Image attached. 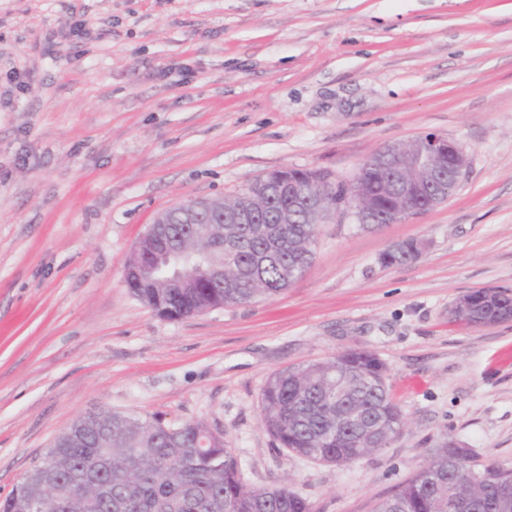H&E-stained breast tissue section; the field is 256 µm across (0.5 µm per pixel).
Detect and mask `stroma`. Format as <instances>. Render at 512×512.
<instances>
[{
	"label": "stroma",
	"instance_id": "stroma-1",
	"mask_svg": "<svg viewBox=\"0 0 512 512\" xmlns=\"http://www.w3.org/2000/svg\"><path fill=\"white\" fill-rule=\"evenodd\" d=\"M430 132L465 153L448 200L318 225L285 292L169 320L127 288L159 213L274 169L347 181ZM489 287L512 290V0H0V497L101 411L204 422L247 486L315 512H374L446 438L510 465L512 321L450 317ZM353 349L402 433L344 466L275 448L267 378Z\"/></svg>",
	"mask_w": 512,
	"mask_h": 512
}]
</instances>
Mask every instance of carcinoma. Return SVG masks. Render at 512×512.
<instances>
[{
	"instance_id": "obj_1",
	"label": "carcinoma",
	"mask_w": 512,
	"mask_h": 512,
	"mask_svg": "<svg viewBox=\"0 0 512 512\" xmlns=\"http://www.w3.org/2000/svg\"><path fill=\"white\" fill-rule=\"evenodd\" d=\"M314 181L331 187L326 203L336 206L348 184L324 169H307ZM258 219L252 224L219 226L204 215L201 223L224 232V285L211 288H133L146 306L179 319L201 312L212 301L224 306L281 294L313 260L308 243L317 225L296 211L293 223L279 224L285 197L255 195ZM467 324L491 326L512 320V293L483 288L460 297ZM261 423L276 448L314 462L346 465L382 448L403 428L401 410L390 398L386 365L370 351L351 350L328 360L272 373L261 391ZM69 438L48 450L46 465L69 484L90 465L97 481L69 495L44 502L45 489L32 475L4 498L0 512H313L303 497L280 488H250L224 439L199 421L171 426L159 418L141 420L117 412L75 421ZM112 464L107 469L106 464ZM503 484L512 485V467L480 463L471 448L444 440L431 462L400 483L375 512H448V501L489 500Z\"/></svg>"
}]
</instances>
